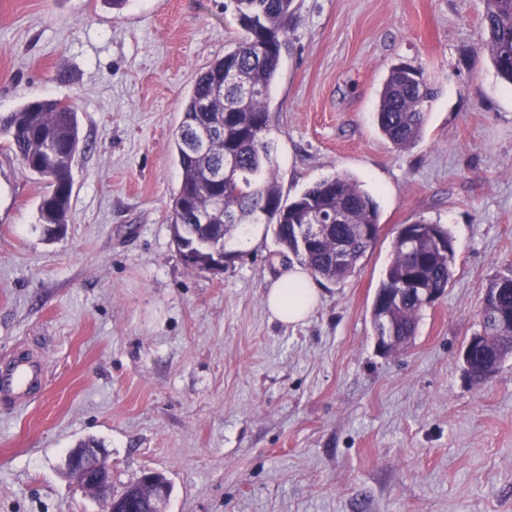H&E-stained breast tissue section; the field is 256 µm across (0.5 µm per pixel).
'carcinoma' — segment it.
Listing matches in <instances>:
<instances>
[{
  "mask_svg": "<svg viewBox=\"0 0 512 512\" xmlns=\"http://www.w3.org/2000/svg\"><path fill=\"white\" fill-rule=\"evenodd\" d=\"M481 49L498 75L512 84V0H483ZM244 32L235 47L196 79L182 105L173 151L180 184L172 197L170 224L178 253L189 251L192 272H205L224 253L228 239L245 224H271L280 254H293L315 277L342 283L376 244L378 204L348 174L327 177L287 200L273 168L272 113L268 100L281 51L295 17L294 0H229ZM437 88L422 68L394 66L380 92L376 124L395 149L413 147L423 133ZM0 136L22 170L42 184L37 224L55 239L66 233L73 192V165L82 146L78 113L59 99L29 101L0 113ZM233 159L231 187L214 180ZM314 212L323 229L314 242L298 228ZM417 233L398 230L372 307L374 335L412 338L425 304L415 282L443 294L453 277L454 256L440 251L432 235L453 244L449 230L423 220ZM481 347L470 361L469 381L481 383L512 357V273L493 276L480 309Z\"/></svg>",
  "mask_w": 512,
  "mask_h": 512,
  "instance_id": "obj_1",
  "label": "carcinoma"
}]
</instances>
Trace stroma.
<instances>
[{"label":"stroma","mask_w":512,"mask_h":512,"mask_svg":"<svg viewBox=\"0 0 512 512\" xmlns=\"http://www.w3.org/2000/svg\"><path fill=\"white\" fill-rule=\"evenodd\" d=\"M224 2L0 0V113L69 102L83 145L55 240L41 185L0 148V367L22 350L46 366L35 398L0 403V512H105L64 473L88 437L115 487L165 476L166 512H512V358L478 385L461 362L489 278L512 268V86L479 47L482 0H296L269 99L282 193L347 173L381 225L297 325L265 304L293 266L271 226L219 274L187 270L173 241L172 134L240 36ZM400 62L439 89L406 150L375 122ZM421 219L450 231L454 276L385 356L373 297Z\"/></svg>","instance_id":"obj_1"}]
</instances>
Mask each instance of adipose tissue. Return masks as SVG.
<instances>
[{"mask_svg":"<svg viewBox=\"0 0 512 512\" xmlns=\"http://www.w3.org/2000/svg\"><path fill=\"white\" fill-rule=\"evenodd\" d=\"M320 300L317 285L299 266L284 275L279 285L270 288L265 304L279 322L295 325L304 322L313 313Z\"/></svg>","mask_w":512,"mask_h":512,"instance_id":"1","label":"adipose tissue"}]
</instances>
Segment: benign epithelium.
I'll return each mask as SVG.
<instances>
[{"mask_svg": "<svg viewBox=\"0 0 512 512\" xmlns=\"http://www.w3.org/2000/svg\"><path fill=\"white\" fill-rule=\"evenodd\" d=\"M65 471L83 492L108 505V512H131L128 501L112 488V462L104 448H76L67 453ZM137 483L146 486L149 512H165L171 494L168 482L157 481L154 472L144 473Z\"/></svg>", "mask_w": 512, "mask_h": 512, "instance_id": "7a95c632", "label": "benign epithelium"}]
</instances>
